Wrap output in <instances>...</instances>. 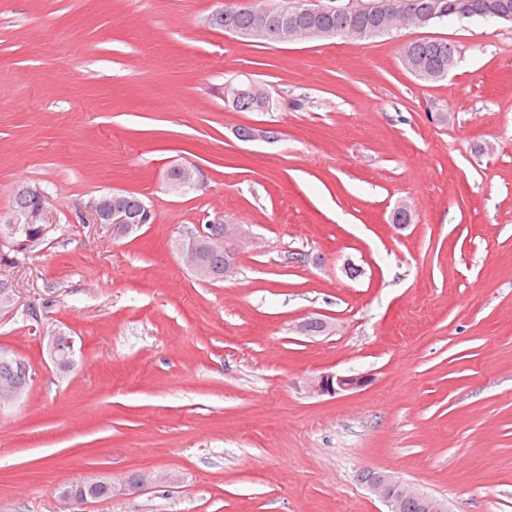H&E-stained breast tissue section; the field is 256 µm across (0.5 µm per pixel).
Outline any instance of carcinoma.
Here are the masks:
<instances>
[{
  "label": "carcinoma",
  "mask_w": 512,
  "mask_h": 512,
  "mask_svg": "<svg viewBox=\"0 0 512 512\" xmlns=\"http://www.w3.org/2000/svg\"><path fill=\"white\" fill-rule=\"evenodd\" d=\"M467 0H391L393 12L387 18L369 8V0H347L334 10L314 8L297 20V24L311 29L322 37H329L334 32L349 27L353 30L352 38L365 40L389 33L403 26H413L415 21L430 13H439L438 21H460L468 16L463 9ZM478 6L477 12L488 19L508 11L512 13V0H472ZM265 3L250 0L246 4H232L215 10L217 17L213 27L233 35L247 36L266 42H282L287 35L291 19L288 17V2L284 0L278 8L264 13ZM456 48L443 38H419L403 46L401 63L404 69L425 83H437L448 76V59L455 57ZM273 107L270 95L259 89L256 94L247 92L231 107L238 112H254L261 106ZM37 203L35 196L26 188L17 189L12 198V212L23 214ZM22 240L36 245L46 238L44 225L21 224ZM234 259V254L221 248L207 253V262L211 269V278L224 276V264ZM27 365L11 355H0V385L18 384L27 386ZM64 494L82 500H97L112 497V481H103L90 485L87 481L70 485Z\"/></svg>",
  "instance_id": "1"
}]
</instances>
